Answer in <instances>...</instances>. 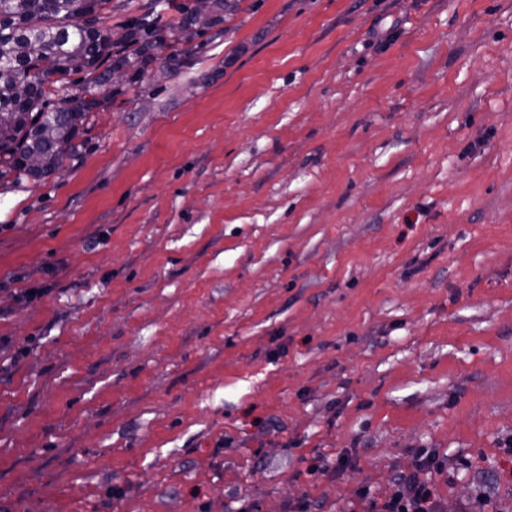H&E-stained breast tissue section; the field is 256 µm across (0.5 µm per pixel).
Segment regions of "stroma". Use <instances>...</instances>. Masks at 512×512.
I'll use <instances>...</instances> for the list:
<instances>
[{"mask_svg":"<svg viewBox=\"0 0 512 512\" xmlns=\"http://www.w3.org/2000/svg\"><path fill=\"white\" fill-rule=\"evenodd\" d=\"M200 41L0 178V512H512V0ZM416 470L401 473L394 481L389 496L380 504L372 503V512H437L434 489L420 477L424 466H432L438 472L445 468V461L436 452L419 451Z\"/></svg>","mask_w":512,"mask_h":512,"instance_id":"obj_1","label":"stroma"}]
</instances>
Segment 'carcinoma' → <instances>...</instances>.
<instances>
[{"instance_id": "cac0c4a2", "label": "carcinoma", "mask_w": 512, "mask_h": 512, "mask_svg": "<svg viewBox=\"0 0 512 512\" xmlns=\"http://www.w3.org/2000/svg\"><path fill=\"white\" fill-rule=\"evenodd\" d=\"M110 0H0V177L47 178L75 155L80 126L89 113L103 107L113 91L112 73L125 74L122 83L136 84L143 61L163 46L170 50L164 66L179 71L196 53L192 46L202 31L224 22L231 0H211L200 14L182 10L180 21L159 28L151 14L127 23L114 39L98 28ZM72 73L85 74L74 91L64 90L50 106L44 85L63 82ZM44 155L40 174L26 166L28 155Z\"/></svg>"}]
</instances>
